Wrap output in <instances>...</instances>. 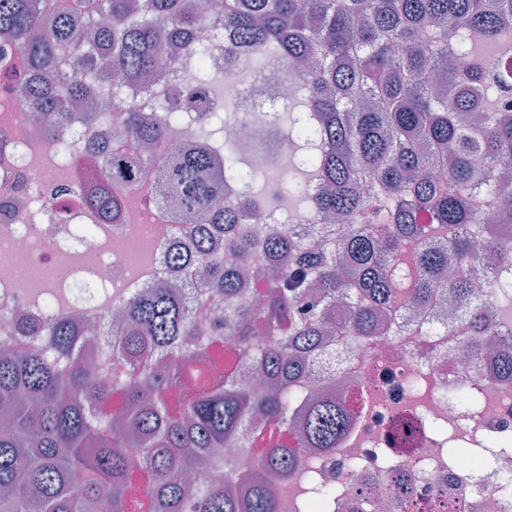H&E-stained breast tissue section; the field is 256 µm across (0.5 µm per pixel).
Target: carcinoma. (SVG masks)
I'll use <instances>...</instances> for the list:
<instances>
[{
	"label": "carcinoma",
	"mask_w": 512,
	"mask_h": 512,
	"mask_svg": "<svg viewBox=\"0 0 512 512\" xmlns=\"http://www.w3.org/2000/svg\"><path fill=\"white\" fill-rule=\"evenodd\" d=\"M208 25L229 37L222 73L199 38ZM0 31L29 60L47 132L115 121L132 143L81 147L100 189L87 205L115 221L108 187L151 178L195 243L169 254L175 286L119 301L110 339L82 335L64 302L47 324L0 330V512H281L273 479L347 427L335 394L311 396V363L408 313L426 328L443 296L467 361L493 340L512 375V180L498 175L512 165L499 101L512 0H212L208 14L188 0H0ZM272 57L301 67L288 127L271 107L266 130L299 143L277 195L319 217L312 236L301 223L258 235L267 173L208 143L239 112L240 75ZM189 58L192 81L154 108L112 82ZM185 112L198 113L195 146L159 155ZM295 426L297 450L271 440L251 456ZM194 469L218 478L192 486Z\"/></svg>",
	"instance_id": "obj_1"
}]
</instances>
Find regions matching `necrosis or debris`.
<instances>
[{"instance_id":"1","label":"necrosis or debris","mask_w":512,"mask_h":512,"mask_svg":"<svg viewBox=\"0 0 512 512\" xmlns=\"http://www.w3.org/2000/svg\"><path fill=\"white\" fill-rule=\"evenodd\" d=\"M277 82L255 78L225 141L253 143L268 103L288 100L290 68L273 61ZM27 59L0 38V303L18 305L31 321L46 309L21 284L20 265L41 270L47 289L68 297V309L87 324H111L108 309H90L88 293L113 298L166 286L165 259L176 246L174 220L154 204L145 181L122 190L123 213L99 224L82 198H70L65 220L51 203L62 185L86 189L87 165L75 147L98 136L92 125L64 126L47 134L26 102ZM146 245V267L130 265V245ZM455 342L419 335L416 325L364 343L348 340L318 364L310 386L335 387L348 427L338 447L303 454L280 484L288 512H308L310 483L331 484L335 494L320 512H512V378L497 374L492 359L472 370ZM467 384L479 403L462 411L448 398Z\"/></svg>"}]
</instances>
